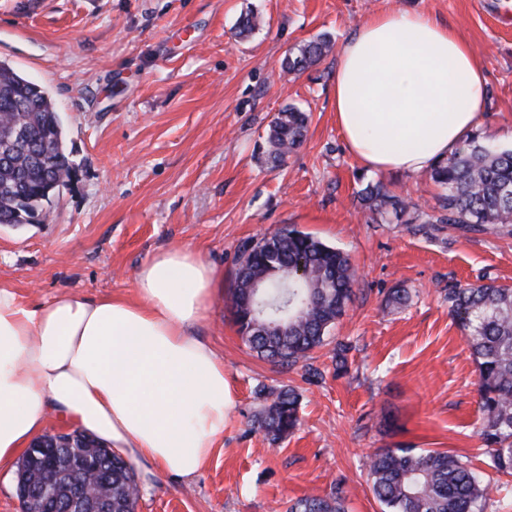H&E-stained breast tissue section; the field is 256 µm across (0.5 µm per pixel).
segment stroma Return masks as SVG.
<instances>
[{"mask_svg": "<svg viewBox=\"0 0 512 512\" xmlns=\"http://www.w3.org/2000/svg\"><path fill=\"white\" fill-rule=\"evenodd\" d=\"M388 9L423 13L470 42L487 79L479 129L512 142V0H0V59L48 92L77 171L38 221L0 224V283L32 304L128 295L144 262L181 246L216 268L195 333L231 388L224 444L192 479L157 474L136 512H286L336 486L347 512H381L369 479L380 448L447 451L486 470L476 367L448 291L512 286V235L414 234L413 213L389 222L361 208L365 172L334 120L336 49ZM248 14L259 25L242 40ZM324 35L333 52L284 71L290 52ZM290 105L309 112V131L274 169L266 135ZM379 179L421 208L435 203L428 173ZM284 224L342 249L359 273L326 345L289 368L243 344L230 303L243 247ZM394 288L408 291L406 304L388 302ZM263 385L299 396L286 440L254 425Z\"/></svg>", "mask_w": 512, "mask_h": 512, "instance_id": "1", "label": "stroma"}]
</instances>
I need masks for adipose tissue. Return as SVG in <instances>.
<instances>
[{
    "instance_id": "ef3b65f1",
    "label": "adipose tissue",
    "mask_w": 512,
    "mask_h": 512,
    "mask_svg": "<svg viewBox=\"0 0 512 512\" xmlns=\"http://www.w3.org/2000/svg\"><path fill=\"white\" fill-rule=\"evenodd\" d=\"M336 125L370 172L430 170L480 125L481 62L451 27L384 11L342 45ZM214 267L189 247L153 255L129 296L30 305L0 285V470L57 420L127 456L145 477L192 478L224 442V362L194 330Z\"/></svg>"
}]
</instances>
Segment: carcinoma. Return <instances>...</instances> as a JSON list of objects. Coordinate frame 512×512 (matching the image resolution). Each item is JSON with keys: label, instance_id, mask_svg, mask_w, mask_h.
Returning a JSON list of instances; mask_svg holds the SVG:
<instances>
[{"label": "carcinoma", "instance_id": "cac0c4a2", "mask_svg": "<svg viewBox=\"0 0 512 512\" xmlns=\"http://www.w3.org/2000/svg\"><path fill=\"white\" fill-rule=\"evenodd\" d=\"M331 39L302 45L285 60L289 73L317 64L331 51ZM309 117L295 106L271 124L267 162L275 168L306 139ZM31 133L26 145L14 134ZM62 119L49 94L0 60V224H26L16 218L15 197L23 192L32 210L66 186L74 165L65 148ZM431 179L441 189L431 212L408 230L434 234L455 226L462 234L494 229L512 234V147L495 145L475 132L448 159L436 164ZM372 213L400 218L417 204L391 194L380 182L357 192ZM355 272L344 252L285 224L246 247L236 272L231 300L234 322L250 350L269 362L290 367L323 345L354 295ZM450 314L464 331L478 372L483 411L481 436L488 466L512 475V288L469 284L448 294ZM268 401L255 420L272 441L291 435L299 423L298 396L261 386ZM30 448L18 479L45 494L68 500L74 488L94 486L83 512H135L140 496L133 465L92 438L82 448H58L50 466ZM371 490L385 512H484L490 480L456 456L437 450L382 448L369 466ZM288 512H345L339 491L297 499Z\"/></svg>", "mask_w": 512, "mask_h": 512}]
</instances>
